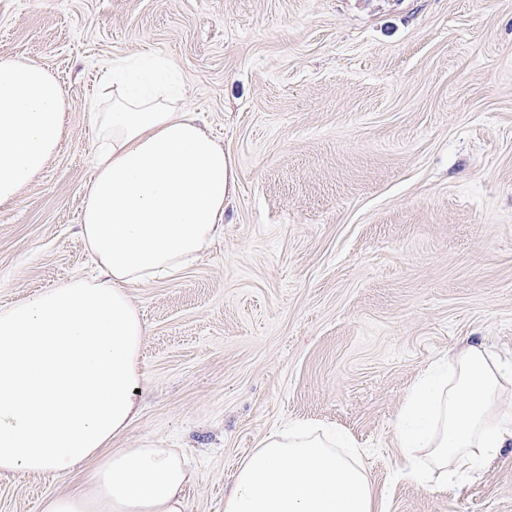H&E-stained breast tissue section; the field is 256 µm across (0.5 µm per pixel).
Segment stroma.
I'll return each mask as SVG.
<instances>
[{"label":"stroma","instance_id":"1","mask_svg":"<svg viewBox=\"0 0 512 512\" xmlns=\"http://www.w3.org/2000/svg\"><path fill=\"white\" fill-rule=\"evenodd\" d=\"M172 60L228 149L224 232L133 286L148 382L124 448L181 449L184 512H224L294 420L356 440L384 512H512V447L443 493L401 477L394 421L458 343L512 364V0H0V55L69 102L59 150L0 205V309L96 269L79 234L101 64ZM81 472L0 473L42 512Z\"/></svg>","mask_w":512,"mask_h":512}]
</instances>
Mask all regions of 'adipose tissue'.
I'll list each match as a JSON object with an SVG mask.
<instances>
[{
  "instance_id": "adipose-tissue-1",
  "label": "adipose tissue",
  "mask_w": 512,
  "mask_h": 512,
  "mask_svg": "<svg viewBox=\"0 0 512 512\" xmlns=\"http://www.w3.org/2000/svg\"><path fill=\"white\" fill-rule=\"evenodd\" d=\"M175 66L155 54L112 62L96 110V164L80 231L101 273L0 310V472L83 467L80 486L42 512H184L192 480L174 448H118L147 375V329L129 289L173 275L223 230L235 183L230 153L179 106ZM67 92L43 66L0 56V204L59 148ZM502 366L484 345L450 349L423 373L396 419L404 477L445 491L512 447ZM424 450L430 469L416 457ZM224 512H380L353 441L297 424L268 434L240 464Z\"/></svg>"
}]
</instances>
